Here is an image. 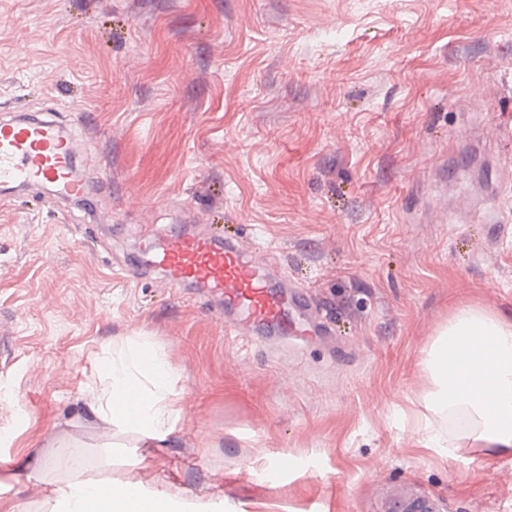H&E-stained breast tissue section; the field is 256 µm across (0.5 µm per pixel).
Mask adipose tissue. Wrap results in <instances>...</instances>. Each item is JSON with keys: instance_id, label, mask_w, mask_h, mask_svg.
Wrapping results in <instances>:
<instances>
[{"instance_id": "ef3b65f1", "label": "adipose tissue", "mask_w": 512, "mask_h": 512, "mask_svg": "<svg viewBox=\"0 0 512 512\" xmlns=\"http://www.w3.org/2000/svg\"><path fill=\"white\" fill-rule=\"evenodd\" d=\"M431 416L417 422L421 447L444 457L471 448L512 460V309L476 302L454 306L418 363ZM85 405L104 450L120 437L142 449L165 447L182 421L178 377L159 343L139 334L108 345L92 363ZM55 452L40 466L47 488L37 504L5 502L0 512H215L211 502H185L140 483L94 477L69 439L51 436Z\"/></svg>"}]
</instances>
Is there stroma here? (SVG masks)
Returning a JSON list of instances; mask_svg holds the SVG:
<instances>
[{
	"mask_svg": "<svg viewBox=\"0 0 512 512\" xmlns=\"http://www.w3.org/2000/svg\"><path fill=\"white\" fill-rule=\"evenodd\" d=\"M48 113L92 188L0 195L1 499H35L50 435L97 461L91 363L143 332L183 423L115 478L224 512H512L511 460L414 427L449 309L512 307V0H0V115ZM145 224L242 237L329 336L231 334Z\"/></svg>",
	"mask_w": 512,
	"mask_h": 512,
	"instance_id": "1",
	"label": "stroma"
}]
</instances>
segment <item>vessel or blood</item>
<instances>
[{
	"label": "vessel or blood",
	"instance_id": "obj_1",
	"mask_svg": "<svg viewBox=\"0 0 512 512\" xmlns=\"http://www.w3.org/2000/svg\"><path fill=\"white\" fill-rule=\"evenodd\" d=\"M77 142L52 121L37 118L0 124V184L47 182L62 199L85 196L87 187L73 174ZM150 266L173 288L192 286L219 297L243 326L277 327L287 333L289 307L310 308L309 294L288 291L268 271V262L255 258L236 238L210 233L166 235L151 252Z\"/></svg>",
	"mask_w": 512,
	"mask_h": 512
}]
</instances>
